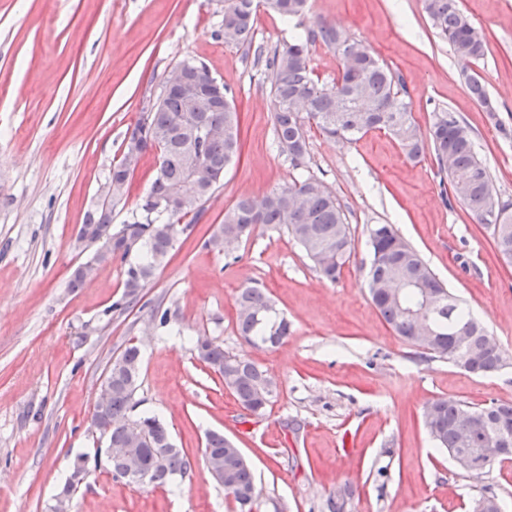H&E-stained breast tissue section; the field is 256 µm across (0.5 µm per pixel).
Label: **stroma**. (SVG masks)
Segmentation results:
<instances>
[{"label":"stroma","instance_id":"35a3bbf8","mask_svg":"<svg viewBox=\"0 0 512 512\" xmlns=\"http://www.w3.org/2000/svg\"><path fill=\"white\" fill-rule=\"evenodd\" d=\"M483 30V59L462 63L432 27L422 0H310L324 19L399 75L415 119L435 108L472 133L497 195L512 198V0H460ZM224 0H0V512H51L74 458L94 457L90 427L113 358L141 349L140 411L157 414L191 462L163 486L91 469L71 512H237L202 461L205 434L223 433L251 464L255 512H322L348 486L345 512H470L495 495L512 512V462L477 480L458 470L423 425L440 397L512 404V365L475 375L424 357L386 323L367 290L368 230L393 224L439 279L512 352V263L490 227L446 201L433 156L413 162L384 132L355 143L307 132L309 167L341 203L352 258L325 279L285 230L261 227L234 257L206 248L240 197H262L296 172L275 142L270 83L245 47L218 31ZM196 57L224 83L239 117L241 154L181 234L140 299L125 304L126 261L69 288L94 250L77 242L122 155L129 126L166 75ZM479 74L486 111L467 78ZM157 171L147 153L112 210L119 225ZM264 290L290 323L282 344H246L235 299ZM167 323H160V316ZM210 336L266 370L276 394L262 415L244 410L189 342Z\"/></svg>","mask_w":512,"mask_h":512}]
</instances>
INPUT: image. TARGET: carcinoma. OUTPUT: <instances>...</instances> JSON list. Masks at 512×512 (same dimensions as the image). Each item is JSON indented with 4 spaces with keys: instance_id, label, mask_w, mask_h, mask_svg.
Returning <instances> with one entry per match:
<instances>
[{
    "instance_id": "cac0c4a2",
    "label": "carcinoma",
    "mask_w": 512,
    "mask_h": 512,
    "mask_svg": "<svg viewBox=\"0 0 512 512\" xmlns=\"http://www.w3.org/2000/svg\"><path fill=\"white\" fill-rule=\"evenodd\" d=\"M307 4L308 0H265L266 8L297 26L303 24ZM423 8L456 55L474 61L486 55L485 35L462 14L458 0H423ZM256 18L255 0H224V24L218 35L226 42L249 46ZM318 42L335 49L342 63L330 85L319 83L310 65V48ZM254 55L257 61L265 60L277 146L301 174L261 198H239L225 211L223 222L215 225L205 242L207 247L218 251L227 237L241 244L259 227L273 224L286 229L325 278L334 281L341 275L352 253L347 217L323 182L303 174L308 167L307 131L314 126L326 137L347 142L372 130H383L411 160L431 153L440 172L446 175V180L440 181L444 193L452 194L472 219L492 227L498 252L512 260V199L503 200L494 193L490 172L475 152L470 129L453 112L434 111L428 132L422 133L403 80L368 47L324 22L316 23L307 29L306 36L288 40L266 57L260 46ZM179 65L194 82L193 99L164 86L159 101L141 113L134 126L144 134L141 152L154 150L159 159L156 176L142 203L124 224L112 226V206L126 197L134 173V167L123 157L110 175L119 192L89 211L83 223L95 230L112 227V239L98 244L102 262L115 256L125 260L134 251L144 252L143 258L129 264L125 271L124 297L130 303L138 301L156 268L174 249L179 234L188 230L189 225L182 220L190 214H201L239 152L238 121L231 100L225 94L211 92L210 74L204 64L186 58ZM468 85L471 95L490 107L482 78L473 74L468 77ZM189 173L200 186L199 197L183 208L153 210V202L171 196ZM369 244V296L398 336L417 345L424 354L448 358L472 374H491L508 366L509 357L503 347L497 344L485 348L487 329L435 277L394 225H373ZM394 288L400 289L398 303L389 298ZM426 294L436 304L431 320L437 335L429 342L418 337L415 321L403 314L421 307ZM236 311L238 329L249 344L275 346L288 338V321L277 316L261 289L243 288L236 298ZM194 351L222 377L243 409L252 415L263 413L273 392L265 388L267 373L258 364L227 353L220 344L199 336ZM140 369V349L132 343L108 369L112 442L123 441L131 425L140 426L150 437V444L136 453L149 472L150 483L164 485L185 476L191 464L173 446L167 427L157 416L135 413ZM468 411L479 414V418L464 436L461 418ZM423 417L429 436L439 447L450 453L464 452L484 464L468 471L475 479L509 459L507 455L485 456V444L494 429L512 436L511 404L472 406L440 397L426 407ZM202 458L224 465L221 486L225 494L233 497L240 512H254L259 498L254 477L247 461L235 454L231 441L217 432L208 434Z\"/></svg>"
}]
</instances>
